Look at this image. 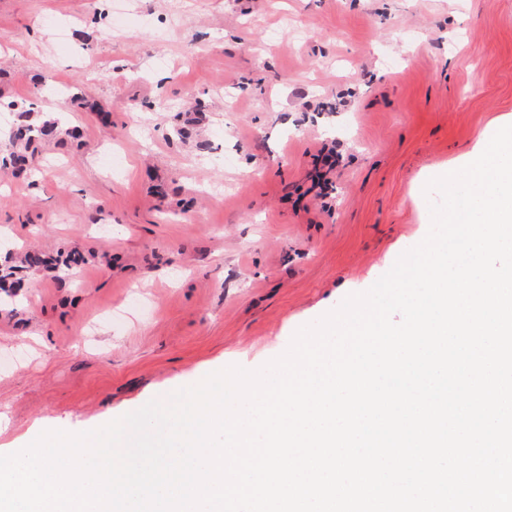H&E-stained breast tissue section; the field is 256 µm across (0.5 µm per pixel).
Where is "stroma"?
Returning a JSON list of instances; mask_svg holds the SVG:
<instances>
[{"label": "stroma", "instance_id": "35a3bbf8", "mask_svg": "<svg viewBox=\"0 0 512 512\" xmlns=\"http://www.w3.org/2000/svg\"><path fill=\"white\" fill-rule=\"evenodd\" d=\"M62 113L0 177V448L83 432L368 290L430 226L426 182L512 121V0H0V101ZM335 147L327 199L313 156ZM84 259L79 255L64 254L62 252L46 254L40 251L27 252L19 261H13L8 266L0 269V288H20L25 274L31 269L44 270L52 268L55 271L62 267L72 268L79 265Z\"/></svg>", "mask_w": 512, "mask_h": 512}]
</instances>
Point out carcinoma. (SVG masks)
Returning <instances> with one entry per match:
<instances>
[{
    "instance_id": "1",
    "label": "carcinoma",
    "mask_w": 512,
    "mask_h": 512,
    "mask_svg": "<svg viewBox=\"0 0 512 512\" xmlns=\"http://www.w3.org/2000/svg\"><path fill=\"white\" fill-rule=\"evenodd\" d=\"M9 109L15 114V119L7 131L9 153L0 158V173L18 177L27 176L33 170V149L44 139L68 134L66 125L57 119H37L32 117V104L10 103ZM83 262L79 255L62 252L46 254L40 251L28 252L18 262H12L0 269V286L18 288L22 285L25 274L31 269L59 270L62 267L71 268Z\"/></svg>"
}]
</instances>
